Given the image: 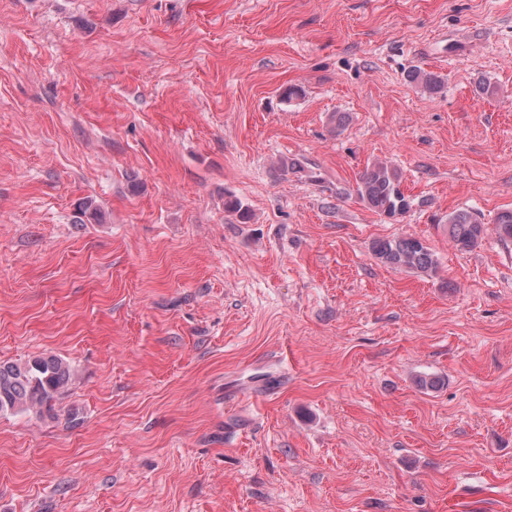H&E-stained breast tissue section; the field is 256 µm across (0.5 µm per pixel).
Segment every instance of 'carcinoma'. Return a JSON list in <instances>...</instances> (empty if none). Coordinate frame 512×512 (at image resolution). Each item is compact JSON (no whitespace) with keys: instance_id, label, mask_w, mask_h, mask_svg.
Returning a JSON list of instances; mask_svg holds the SVG:
<instances>
[{"instance_id":"cac0c4a2","label":"carcinoma","mask_w":512,"mask_h":512,"mask_svg":"<svg viewBox=\"0 0 512 512\" xmlns=\"http://www.w3.org/2000/svg\"><path fill=\"white\" fill-rule=\"evenodd\" d=\"M410 78L429 93L442 88L440 76L433 72L415 69ZM401 181L398 169L379 160L366 167L356 192L376 213L393 218L407 212L411 206L410 199L401 190ZM495 228L502 239L512 240V210L498 215ZM485 231V225L469 210H459L448 216V241L461 250L476 246ZM371 250L382 263L393 267L426 274L437 267L431 249L412 236L377 240L372 243ZM72 379L70 363L54 354L0 362V416L51 410L53 402L68 389Z\"/></svg>"}]
</instances>
